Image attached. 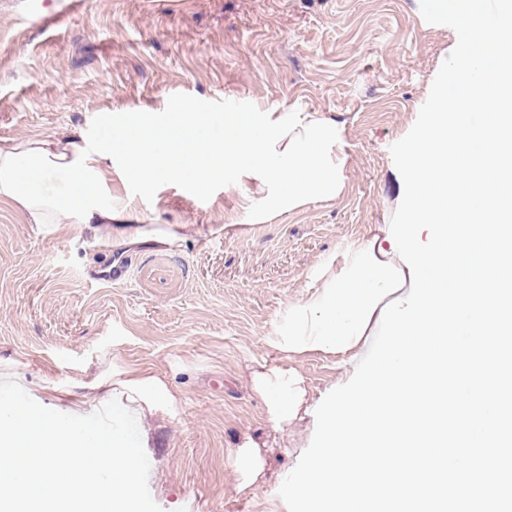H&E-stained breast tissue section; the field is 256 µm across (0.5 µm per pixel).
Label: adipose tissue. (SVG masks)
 <instances>
[{
  "mask_svg": "<svg viewBox=\"0 0 512 512\" xmlns=\"http://www.w3.org/2000/svg\"><path fill=\"white\" fill-rule=\"evenodd\" d=\"M343 135L319 112H244L235 117L189 107L143 119L123 114L100 143L74 131L66 140L23 137L0 146V201L27 224H82L122 247L142 240L171 244L186 238V224H143L113 179L153 189L191 178L205 187L215 176L245 186L241 208L252 223L314 201H331L345 189ZM319 290L293 305L269 345L278 363L256 362L251 389L278 432H287L311 401L295 366L309 352L357 363L373 336L380 310L407 296L409 269L396 264L387 240L374 238L328 259ZM241 487L265 472L263 445L246 435L232 459Z\"/></svg>",
  "mask_w": 512,
  "mask_h": 512,
  "instance_id": "adipose-tissue-1",
  "label": "adipose tissue"
}]
</instances>
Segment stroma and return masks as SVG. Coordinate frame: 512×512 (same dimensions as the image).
Wrapping results in <instances>:
<instances>
[{"instance_id":"1","label":"stroma","mask_w":512,"mask_h":512,"mask_svg":"<svg viewBox=\"0 0 512 512\" xmlns=\"http://www.w3.org/2000/svg\"><path fill=\"white\" fill-rule=\"evenodd\" d=\"M455 31L419 0H0V144L80 130L98 140L119 112L158 113L172 97L203 112H321L343 130L346 190L250 223L244 187L130 184L145 223L191 224L174 245L113 249L80 224L23 223L0 202V375L41 405L100 409L136 371L174 402L138 413L148 485L163 512H287L278 490L311 442L304 417L277 433L252 393L254 361L323 261L380 234L404 191L390 147L413 126ZM124 273L119 282L105 271ZM298 366L314 397L334 357ZM266 441L262 481L238 490L231 450Z\"/></svg>"}]
</instances>
